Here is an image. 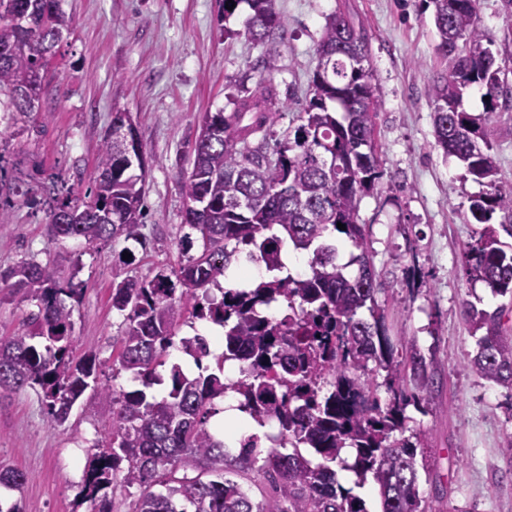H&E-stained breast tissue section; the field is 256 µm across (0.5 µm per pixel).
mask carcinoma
Masks as SVG:
<instances>
[{"mask_svg":"<svg viewBox=\"0 0 512 512\" xmlns=\"http://www.w3.org/2000/svg\"><path fill=\"white\" fill-rule=\"evenodd\" d=\"M246 3L252 15L248 37L274 57L284 45L287 24L273 0ZM480 0H429L448 68L431 86L435 144L463 163L466 175L486 191L470 200L463 219L484 225L466 245L468 279L484 283L493 296L512 299V249H504L499 231L512 237V185L499 180L493 146L481 118L463 108L464 94H479L489 115L512 101V88L479 20ZM20 12L21 22L13 16ZM69 18L58 0H0V96L24 116L38 106L24 96L35 72L47 63ZM312 97L295 133L277 134L275 117L286 107L268 87L240 91L230 112H208L202 126L216 121L219 130L196 134L191 171L182 181L184 224L198 235L201 252L176 269L160 268L140 280L113 287L112 306L124 313L120 366L134 371L143 389L116 392L97 380L96 358L73 356L71 308L81 289L60 285L50 262L35 260L0 272V288L23 291L38 300L25 327L0 336V393L39 389L48 423H65L89 384L112 400V426L104 432L102 451L85 472L84 498L100 503L95 512H112L107 489L120 461L127 487L139 494L132 512H369L365 500L344 489L337 469L355 473L358 483L378 488L380 512H421L417 449L420 433L405 435L403 410L431 396L433 378L417 351L411 352L412 390L395 386L398 349L379 308L377 275L360 223L362 196L383 176L375 135L381 104L379 86L365 67L369 46L362 32L343 15L326 17L317 49ZM136 133L124 115L100 148L93 186L77 195L51 182L46 205L51 242L99 241L136 237L145 224V170L132 173L119 130ZM500 212L506 223L491 220ZM343 223L341 230L337 223ZM345 236L359 253L346 263L337 259L334 233ZM312 251L308 274L300 279L282 271L287 243ZM262 261L268 276L251 287L226 288L238 254ZM282 298L289 313L268 319L258 304ZM368 311L369 317L361 316ZM466 318L477 336L473 372L489 384L511 390L512 336L503 318L512 305L493 311L467 304ZM207 321L224 330L219 373L209 372L207 340L197 334L176 338L185 319ZM180 342L201 370L190 378L171 370V389L148 400L146 389L159 381L157 369ZM239 365L242 377L229 385L224 364ZM387 373L392 400L382 403L373 373ZM239 396L238 408L257 425L274 419L278 435L259 470L281 481L280 496L255 502L226 477L224 431L210 424L211 403L228 389ZM310 448L321 462L302 452ZM351 449L353 461L342 457ZM253 437L240 441L237 459L257 463ZM198 470L190 477L187 468ZM184 474H179V471ZM209 475L211 479L203 480ZM22 471L0 468V486L18 488ZM161 486L166 492H156Z\"/></svg>","mask_w":512,"mask_h":512,"instance_id":"obj_1","label":"carcinoma"}]
</instances>
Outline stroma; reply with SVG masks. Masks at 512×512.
<instances>
[{"mask_svg": "<svg viewBox=\"0 0 512 512\" xmlns=\"http://www.w3.org/2000/svg\"><path fill=\"white\" fill-rule=\"evenodd\" d=\"M502 2L480 0L479 16L498 64L512 71V10ZM59 7L70 28L49 61L38 111L16 121L0 112L7 185L0 191V271L48 259L62 279L79 284L76 356H96L99 381L115 390L139 389L117 361L124 318L112 307V284L198 255L184 241L181 185L203 115L230 110L240 87L271 86L288 103L276 132L297 127L312 95L325 19L345 13L364 29L382 99L376 139L384 176L362 198L360 222L392 298V334L404 350L429 359L434 375L430 401L404 411L408 429L425 435L417 451L422 505L426 512H512V411L504 388L470 368L476 339L463 312L469 302L491 311L502 300L463 269V248L481 227L462 215L482 187L435 145L431 85L447 60L424 0H275L288 29L273 58L245 36L244 2L228 17L218 0H59ZM119 112L132 119L149 164L145 244L51 243L44 182L55 175L86 192ZM485 134L500 178L512 183V104L490 115ZM111 424V401L90 391L55 428L37 391L0 395V463L27 476L21 489L0 487V506L91 512L81 497L85 470Z\"/></svg>", "mask_w": 512, "mask_h": 512, "instance_id": "1", "label": "stroma"}]
</instances>
